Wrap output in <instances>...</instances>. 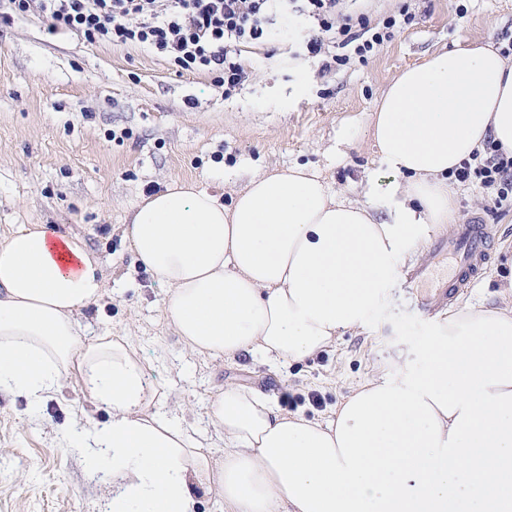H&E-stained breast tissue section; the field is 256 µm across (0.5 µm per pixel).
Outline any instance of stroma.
<instances>
[{"mask_svg":"<svg viewBox=\"0 0 512 512\" xmlns=\"http://www.w3.org/2000/svg\"><path fill=\"white\" fill-rule=\"evenodd\" d=\"M404 6L415 15L410 25L367 61L323 76L317 60L294 55L303 23L277 20L272 58L244 49V82L228 95L212 75L177 72L148 49L48 34L45 21L15 15L0 0V13L11 16L0 21V236L43 224L82 237L106 296L80 323L90 336H136L150 382L186 424L207 428V402L228 384L273 393L282 409L319 420L392 364L420 360L433 317L419 307L410 274L424 250L393 275L362 328L312 358L274 366L247 354L228 361L188 352L167 326V289L122 236L141 197L177 180H194L226 201L252 175L294 164L319 167L355 200L367 179L385 181L366 126L391 79L439 51L512 40V0L355 4L375 23ZM449 188L457 220H483L497 239L465 304L512 307L501 279L512 258V207L490 214L475 186ZM80 409L99 422L111 418L72 378L40 418L27 415L25 398L0 393V512H102L111 478L89 473L79 452L61 444Z\"/></svg>","mask_w":512,"mask_h":512,"instance_id":"obj_1","label":"stroma"}]
</instances>
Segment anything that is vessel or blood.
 <instances>
[{
    "instance_id": "vessel-or-blood-1",
    "label": "vessel or blood",
    "mask_w": 512,
    "mask_h": 512,
    "mask_svg": "<svg viewBox=\"0 0 512 512\" xmlns=\"http://www.w3.org/2000/svg\"><path fill=\"white\" fill-rule=\"evenodd\" d=\"M492 238L485 224L466 221L446 238L430 241L427 245L426 262L413 271L417 282L432 278L435 259L447 254L451 259L446 276L437 287L428 289L422 299L426 312H434L445 305L456 302L469 283L487 270V256Z\"/></svg>"
}]
</instances>
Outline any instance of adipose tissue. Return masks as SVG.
Here are the masks:
<instances>
[{
	"label": "adipose tissue",
	"mask_w": 512,
	"mask_h": 512,
	"mask_svg": "<svg viewBox=\"0 0 512 512\" xmlns=\"http://www.w3.org/2000/svg\"><path fill=\"white\" fill-rule=\"evenodd\" d=\"M369 134L392 178L360 200L296 164L228 204L190 180L137 204L123 236L188 351L301 361L361 328L406 255L453 222L449 171L489 140L512 151V61L480 43L430 55L390 82ZM103 295L79 235L24 224L0 239V392L36 416L74 376L111 410L62 435L111 476L103 512H195L201 492L225 512H512V310L440 314L421 368L393 364L323 421L225 386L207 434L167 410L133 336L80 332Z\"/></svg>",
	"instance_id": "obj_1"
}]
</instances>
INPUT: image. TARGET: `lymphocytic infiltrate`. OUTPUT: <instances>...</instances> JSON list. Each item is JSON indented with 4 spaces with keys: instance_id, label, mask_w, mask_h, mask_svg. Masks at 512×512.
<instances>
[{
    "instance_id": "lymphocytic-infiltrate-1",
    "label": "lymphocytic infiltrate",
    "mask_w": 512,
    "mask_h": 512,
    "mask_svg": "<svg viewBox=\"0 0 512 512\" xmlns=\"http://www.w3.org/2000/svg\"><path fill=\"white\" fill-rule=\"evenodd\" d=\"M17 13L48 23L50 33L71 32L87 42L138 46L167 58L182 71L216 75L225 93L244 79L237 56L241 45L269 41L272 17L299 12L312 19L303 43L318 58L320 72L368 56L409 24L408 8L372 24L347 0H11ZM455 181L481 189L484 209L512 206V155L494 141L473 152L452 172Z\"/></svg>"
}]
</instances>
